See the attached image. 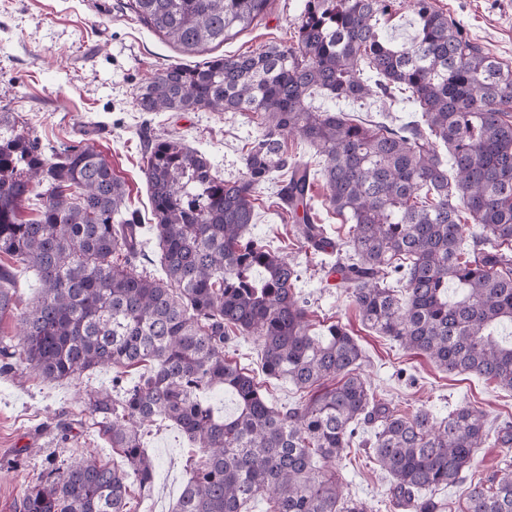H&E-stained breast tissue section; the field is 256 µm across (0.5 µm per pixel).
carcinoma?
I'll use <instances>...</instances> for the list:
<instances>
[{
  "label": "carcinoma",
  "mask_w": 512,
  "mask_h": 512,
  "mask_svg": "<svg viewBox=\"0 0 512 512\" xmlns=\"http://www.w3.org/2000/svg\"><path fill=\"white\" fill-rule=\"evenodd\" d=\"M269 0H128L149 28L187 53L222 43L264 14ZM397 0H303L291 42L160 70L135 94L139 112H251L260 132L244 172L226 181L176 136L147 145L142 175L165 274L137 270L142 224L125 185L88 146L40 142L0 112V317L17 304L16 273L38 295L0 336L3 370L18 358L50 381L110 366L148 365L122 395H91L86 408L127 469L89 457L48 462L18 512H129V476L150 491L156 467L142 427L176 425L203 458L174 512H373L346 495L336 461L358 427L404 512H439L433 492L462 482L489 439L486 413L470 404L442 419L402 415L376 399L363 351L339 323L309 333L293 264L250 234L256 192L275 172L288 220L314 249L334 248L314 213L311 171L288 153L295 137L323 157L326 202L350 225L332 266L361 321L444 371L512 390V69L433 0H412L418 33L397 47L379 22ZM376 74L363 78L361 63ZM410 92L420 119L366 126L314 105ZM453 178H448V169ZM35 202L37 217L20 208ZM468 214L490 248L461 249ZM397 276L405 298L388 279ZM237 336L260 341L266 375L303 396L268 403L262 386L224 357ZM331 380L333 384L326 385ZM231 393L217 418L204 394ZM463 512H512V469L470 484Z\"/></svg>",
  "instance_id": "carcinoma-1"
}]
</instances>
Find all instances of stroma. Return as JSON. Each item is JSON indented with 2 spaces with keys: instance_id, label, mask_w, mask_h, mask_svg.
I'll return each mask as SVG.
<instances>
[{
  "instance_id": "35a3bbf8",
  "label": "stroma",
  "mask_w": 512,
  "mask_h": 512,
  "mask_svg": "<svg viewBox=\"0 0 512 512\" xmlns=\"http://www.w3.org/2000/svg\"><path fill=\"white\" fill-rule=\"evenodd\" d=\"M127 0H0V112L26 122L42 143L87 144L111 165L126 187L127 202L150 219L141 169L148 139L177 135L211 159L218 174L234 180L243 172L242 155L256 135V119L244 112H140L138 88L153 74L175 64L193 65L204 54H186L137 19ZM459 20L468 35L512 66V0H435ZM301 0H271L265 17L235 38L214 47L213 55L249 54L288 41ZM352 120L405 122L414 116L407 91L396 93L387 113L376 105L337 103ZM279 181L257 193L251 233L270 249L286 255L299 279L296 296L311 322L310 333L323 335L339 321L358 339L365 356L363 375L377 399L411 414L426 408L437 417L465 403L483 409L491 428L512 423V390L471 374L453 375L397 341L366 328L344 288L328 272L336 257L318 252L298 235L279 206ZM226 357L263 386L269 403L297 400L295 387L261 371V348L252 337H237L224 347ZM144 366L104 368L80 377L47 381L29 368L0 372V512H16L28 482L51 458L95 456L121 466L92 426L81 395L137 382ZM145 445L155 461L156 477L148 495L132 493V512H173L190 472L193 456L181 431L170 422L145 425ZM374 433L364 426L359 442L336 464L346 492L369 502L375 512H395L390 479L370 456L364 440Z\"/></svg>"
}]
</instances>
